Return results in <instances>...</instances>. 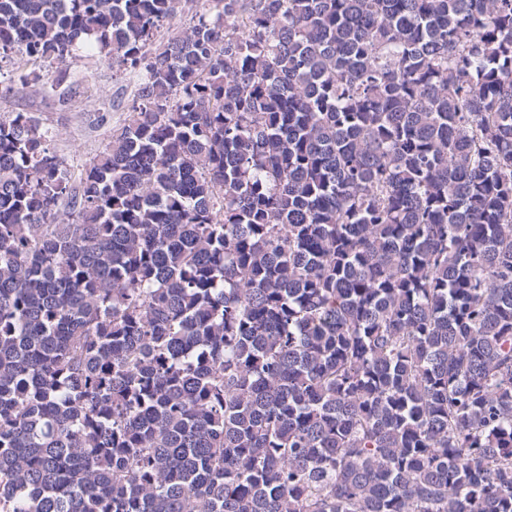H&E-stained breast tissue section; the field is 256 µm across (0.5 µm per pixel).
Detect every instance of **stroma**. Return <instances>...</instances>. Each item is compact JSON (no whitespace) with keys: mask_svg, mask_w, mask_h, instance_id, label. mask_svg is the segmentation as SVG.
I'll use <instances>...</instances> for the list:
<instances>
[{"mask_svg":"<svg viewBox=\"0 0 512 512\" xmlns=\"http://www.w3.org/2000/svg\"><path fill=\"white\" fill-rule=\"evenodd\" d=\"M31 68L30 62L19 57L0 62V72L7 78L6 88H0V116L22 109L35 113L53 130L52 145L65 158L73 179H80L86 162L123 124L124 106L134 79L113 70L103 60L87 56L72 59L67 74L69 79L78 81L84 95L63 110L24 84L23 77Z\"/></svg>","mask_w":512,"mask_h":512,"instance_id":"1","label":"stroma"}]
</instances>
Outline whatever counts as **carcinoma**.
Here are the masks:
<instances>
[{"label": "carcinoma", "mask_w": 512, "mask_h": 512, "mask_svg": "<svg viewBox=\"0 0 512 512\" xmlns=\"http://www.w3.org/2000/svg\"><path fill=\"white\" fill-rule=\"evenodd\" d=\"M91 52L78 184L0 117V512H512V0H0Z\"/></svg>", "instance_id": "1"}]
</instances>
